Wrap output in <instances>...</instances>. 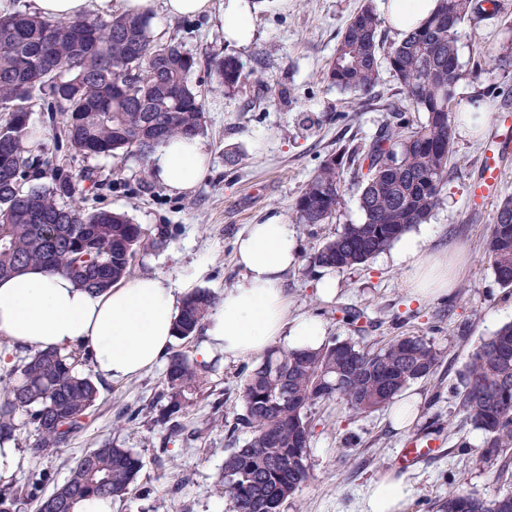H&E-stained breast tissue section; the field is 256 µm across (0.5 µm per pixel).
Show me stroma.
Instances as JSON below:
<instances>
[{"label":"stroma","instance_id":"stroma-1","mask_svg":"<svg viewBox=\"0 0 512 512\" xmlns=\"http://www.w3.org/2000/svg\"><path fill=\"white\" fill-rule=\"evenodd\" d=\"M501 10L458 30L459 61L465 73L455 90L454 109L472 111L482 103L489 113L512 109V73L489 84L477 64L484 48L498 43L505 23H512V0ZM362 0H258L250 13L252 41L226 43L220 16L224 0H212L210 12L168 18L163 0H154L151 28L160 40H175L198 59L195 78L204 94L206 129L201 137L210 157L196 186L169 189L135 157L85 158L57 152V165L76 174L97 170L99 190L77 189L86 210L126 213L156 235L166 228L162 246L137 251L131 275L161 274L194 278L197 288L223 295L241 276L234 261L236 240L251 224L274 220L294 224L298 262L285 276L288 313L322 320L331 339L359 346L410 333L425 337L441 354L435 373L411 383L419 414L404 430L394 431L388 410L356 414L346 406L320 403L310 408L313 433L308 449L311 479L289 499L285 512H361L367 489L384 476L399 473L394 461L406 441L434 433L440 442L428 461L401 471L413 489L407 512H431L432 503L449 490L490 499L512 492V482L495 479L496 461L483 449V435L459 427L452 386L484 338L512 323V294L495 281L484 252L493 207L470 209L467 189L479 174L486 134L456 130L452 160L439 205L429 221L432 250L464 246L467 264L457 271V285L445 296L421 297L405 287L402 268L389 252L365 265L337 272L336 295L321 298L316 284L324 268L312 255L343 225L360 224L353 172H345L340 206L331 223L295 224L293 207L303 186L322 161L339 148L369 141L386 120L370 108L356 112L351 95L330 85L322 72L339 33ZM232 54L250 75L241 91L228 94L211 72L213 59ZM362 313L350 325L344 311ZM251 360H225L217 352L207 363L203 382L182 421L187 432L168 435L157 418L166 403L165 365L120 384L97 378L100 398L84 420V429L58 455L34 459L28 426H21L16 446L23 463L9 485H24L34 471L50 469L63 483L74 459L109 440L131 449L141 461L136 490L113 499V512H230L220 491L224 458L244 445L247 430L237 426L242 413L239 390ZM138 419L121 424L123 408ZM467 447H458L459 438Z\"/></svg>","mask_w":512,"mask_h":512}]
</instances>
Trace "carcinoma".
<instances>
[{
  "label": "carcinoma",
  "mask_w": 512,
  "mask_h": 512,
  "mask_svg": "<svg viewBox=\"0 0 512 512\" xmlns=\"http://www.w3.org/2000/svg\"><path fill=\"white\" fill-rule=\"evenodd\" d=\"M488 2L437 0L430 18L388 45L383 19L366 0L340 33L324 79L356 100L379 102L385 66L409 108L387 103L391 119L371 141L329 154L296 198L298 223H327L340 204L345 167L368 161L358 181L364 223L346 224L323 242L313 254L315 265L361 266L428 220L453 152L452 103L463 78L458 28L487 17ZM197 66V58L180 44L154 38L148 15H0V112L6 114L0 124V280L40 266L103 292L130 277L145 229L123 213L80 207L73 200V175L45 156L30 115L35 107L47 115L58 150L134 156L145 163L161 141L203 133L204 101L193 82ZM485 66L489 75L512 69L511 24L498 48L486 54ZM213 72L228 94L247 79L233 55L214 60ZM413 111L425 113L426 122H415ZM486 253L497 283L512 292V197L496 208ZM218 301L206 289L187 295L176 338H193ZM439 360L426 339L409 334L367 350L336 339L315 351L270 347L240 390L238 424L250 438L224 459V497L232 512H284L288 499L310 480L311 406L340 400L357 414L371 413L410 383L430 377ZM201 380L200 364L182 351L170 354L162 420L171 433L182 430L179 419ZM99 395L92 376L75 371L68 354L30 352L0 375V440L14 434L22 414L34 428L31 455L52 457L82 428ZM453 396L465 423L484 434L487 456L502 459L500 476H509L512 323L472 352ZM140 468L130 449L103 441L78 457L51 493H44L49 476L42 473L17 491L0 494V512H20L27 501L37 502L39 512H73L75 501L84 497H124ZM437 512H512V492L481 499L450 490Z\"/></svg>",
  "instance_id": "1"
}]
</instances>
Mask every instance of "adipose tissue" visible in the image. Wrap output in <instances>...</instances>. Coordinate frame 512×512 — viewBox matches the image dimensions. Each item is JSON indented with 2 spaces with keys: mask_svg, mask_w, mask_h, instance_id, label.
<instances>
[{
  "mask_svg": "<svg viewBox=\"0 0 512 512\" xmlns=\"http://www.w3.org/2000/svg\"><path fill=\"white\" fill-rule=\"evenodd\" d=\"M37 14L75 18L95 11L109 16L150 13L153 0H33ZM207 153L200 138H171L151 154L148 166L173 191L191 190L201 178ZM430 225L404 237L394 262L404 269L405 283L421 295H444L455 286V271L462 255L434 252L426 243ZM240 282L225 289L204 322L201 356L223 351L225 358L258 356L275 342L292 349L322 345L324 324L309 317L288 315L284 276L296 261L293 225H249L237 241ZM193 281L144 275L125 286L102 293L78 287L64 273L31 267L0 281V335L17 347L32 351L89 343L94 369L113 383L129 381L158 364L174 339L180 294ZM411 495L402 478H385L371 485L364 512H403Z\"/></svg>",
  "mask_w": 512,
  "mask_h": 512,
  "instance_id": "1",
  "label": "adipose tissue"
}]
</instances>
